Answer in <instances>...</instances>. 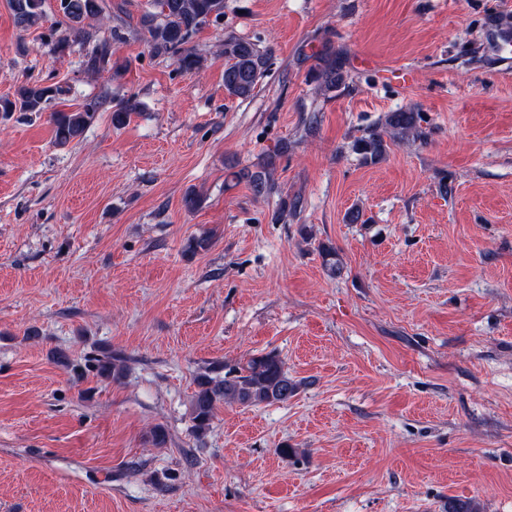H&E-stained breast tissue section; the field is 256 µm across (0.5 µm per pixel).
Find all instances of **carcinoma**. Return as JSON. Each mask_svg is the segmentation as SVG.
<instances>
[{"label": "carcinoma", "instance_id": "carcinoma-1", "mask_svg": "<svg viewBox=\"0 0 512 512\" xmlns=\"http://www.w3.org/2000/svg\"><path fill=\"white\" fill-rule=\"evenodd\" d=\"M44 0H9L18 27L27 30L42 18ZM155 11L143 16V26L150 34V46L156 53L176 57L178 68L185 73L201 69V57L189 46L193 34L203 25L224 16V0H153ZM57 12L62 16L66 30L82 32L86 19L103 15L105 0H56ZM86 65L98 72L118 70L111 63L107 42L96 44L88 53ZM270 66V53L249 39L235 35L224 37V91L237 100H247L254 93ZM344 80L336 61V54L321 57L315 82L321 91L332 92ZM66 93L60 85L28 82L16 90L13 97L0 98V113L43 112L59 96ZM100 101L92 99L74 112L52 114L55 140L66 145L79 139L88 122L97 112ZM139 103L130 96L112 106V122L122 125L137 112ZM421 113L412 109L388 112L381 123L354 140L352 150L365 162L374 163L387 153L388 142L418 139L422 135ZM237 181H244L254 196L267 199L276 187L270 167L257 171L242 168L232 173ZM99 376L118 381L125 376L123 358L106 354L95 359ZM196 390L191 400L194 432L205 433L221 403L236 402L246 406L283 403L293 397L300 383L288 375L284 361L274 352L252 356L247 362L222 377L205 371L195 377Z\"/></svg>", "mask_w": 512, "mask_h": 512}]
</instances>
